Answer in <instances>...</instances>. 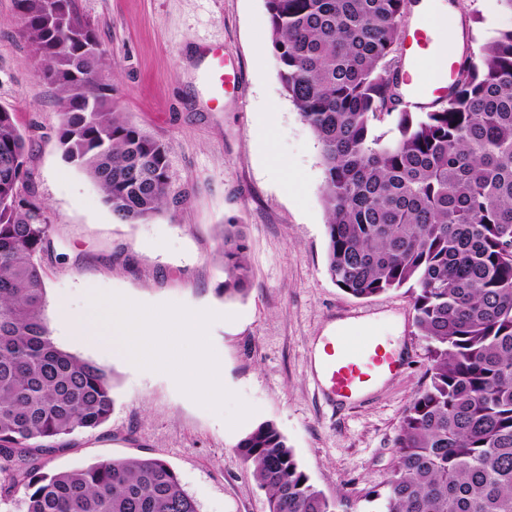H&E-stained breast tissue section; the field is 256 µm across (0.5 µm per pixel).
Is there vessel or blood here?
<instances>
[{"mask_svg":"<svg viewBox=\"0 0 512 512\" xmlns=\"http://www.w3.org/2000/svg\"><path fill=\"white\" fill-rule=\"evenodd\" d=\"M435 25L422 26L406 36V69L403 80L407 85L406 102L415 107L434 103L448 93L447 69L430 70L425 62L427 50L438 35ZM211 67L206 80L214 98L238 81L235 69L227 67L221 49H209ZM402 366V359L378 335L353 336L342 334L326 337L323 355L316 373L317 386L331 404H344L363 397L373 377L392 376Z\"/></svg>","mask_w":512,"mask_h":512,"instance_id":"vessel-or-blood-1","label":"vessel or blood"}]
</instances>
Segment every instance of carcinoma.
<instances>
[{
  "label": "carcinoma",
  "mask_w": 512,
  "mask_h": 512,
  "mask_svg": "<svg viewBox=\"0 0 512 512\" xmlns=\"http://www.w3.org/2000/svg\"><path fill=\"white\" fill-rule=\"evenodd\" d=\"M409 0H265L282 88L322 152L326 272L369 298L413 289L429 382L404 410L378 512H512V28L459 63L432 112L397 110ZM57 138L119 221L177 202L167 146L115 110L100 41L75 0H15ZM397 114L398 136L374 134ZM31 138L0 111V498L17 512H200L153 457L68 470L53 457L111 416V371L60 349L45 315L52 225L33 200ZM224 293L246 290L242 225L224 224ZM269 512H339L271 423L237 445Z\"/></svg>",
  "instance_id": "carcinoma-1"
}]
</instances>
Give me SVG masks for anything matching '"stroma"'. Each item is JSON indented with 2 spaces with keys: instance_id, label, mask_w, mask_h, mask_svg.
Instances as JSON below:
<instances>
[{
  "instance_id": "stroma-1",
  "label": "stroma",
  "mask_w": 512,
  "mask_h": 512,
  "mask_svg": "<svg viewBox=\"0 0 512 512\" xmlns=\"http://www.w3.org/2000/svg\"><path fill=\"white\" fill-rule=\"evenodd\" d=\"M454 25L460 55L480 53L512 11L487 0H459ZM105 52L112 100L168 147L170 191L179 206L123 223L97 185L68 163L57 140V90L41 77L32 47L18 33L14 0H0V106L31 135V187L56 253L46 261L45 314L56 345L112 372L114 407L98 430L78 437L51 466L67 470L107 459L157 457L177 473L200 512H268L267 495L236 445L253 427L273 423L309 481L330 498L375 512L373 499L396 462L403 412L427 381L426 343L413 326L412 296L400 288L366 299L326 272V212L321 147L278 78L264 0H76ZM221 47L238 72L235 88L214 100L205 50ZM277 132L263 135L268 106ZM275 155L297 173L290 191L266 167ZM242 224L251 277L244 293L222 291L216 258L227 221ZM146 304L177 303L219 313L209 328L222 385L253 407L237 427L201 407L165 372L138 368L68 333L60 304L80 316L92 292ZM348 320L386 336L405 367L362 401L332 411L315 384L319 336Z\"/></svg>"
}]
</instances>
